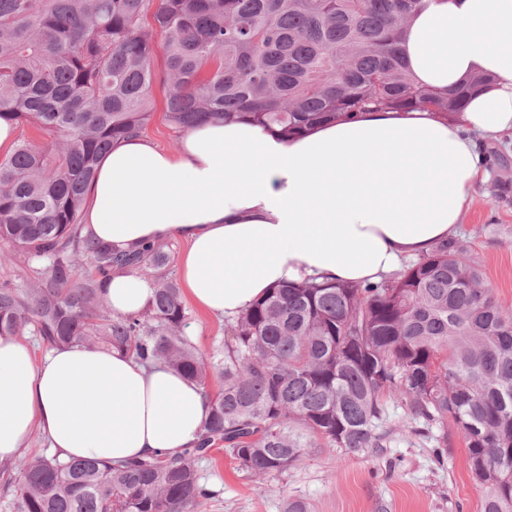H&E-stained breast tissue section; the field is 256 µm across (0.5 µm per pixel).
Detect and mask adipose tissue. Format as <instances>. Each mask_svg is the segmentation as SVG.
Wrapping results in <instances>:
<instances>
[{"label": "adipose tissue", "instance_id": "ef3b65f1", "mask_svg": "<svg viewBox=\"0 0 512 512\" xmlns=\"http://www.w3.org/2000/svg\"><path fill=\"white\" fill-rule=\"evenodd\" d=\"M416 83L439 92L493 83L458 117L378 110L283 137L213 121L176 151L142 137L102 155L85 230L121 251L181 239L179 275L201 310L238 317L283 281L375 282L456 234L486 179V142L512 135V0H431L402 44ZM135 273L106 287L113 315L144 310ZM210 412L197 383L120 349L82 345L35 358L0 336V462L41 433L60 459L115 465L194 447Z\"/></svg>", "mask_w": 512, "mask_h": 512}]
</instances>
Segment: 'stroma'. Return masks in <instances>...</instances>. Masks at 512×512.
I'll use <instances>...</instances> for the list:
<instances>
[{
	"label": "stroma",
	"mask_w": 512,
	"mask_h": 512,
	"mask_svg": "<svg viewBox=\"0 0 512 512\" xmlns=\"http://www.w3.org/2000/svg\"><path fill=\"white\" fill-rule=\"evenodd\" d=\"M164 108L165 88L158 83L145 135L173 151L182 133L166 121ZM485 149L501 159L488 166L487 181L476 187L456 239L479 265L487 287L512 309V149L497 141ZM224 324L194 307L183 332L208 356L223 346ZM403 419V408L389 403L388 447L353 454L319 442L281 475L252 476L224 451H212L198 472L215 496L198 512H286L292 498L308 502L312 512H481L483 494L471 477L461 437L453 436L446 461L439 464L434 441L411 435Z\"/></svg>",
	"instance_id": "35a3bbf8"
}]
</instances>
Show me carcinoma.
Masks as SVG:
<instances>
[{
    "mask_svg": "<svg viewBox=\"0 0 512 512\" xmlns=\"http://www.w3.org/2000/svg\"><path fill=\"white\" fill-rule=\"evenodd\" d=\"M429 0H0V121L32 127L0 158V243L48 274L0 280V335L48 347H116L206 387L222 382L200 443L120 468L35 456L0 463L18 512H196L211 491L197 463L212 447L239 469L281 474L310 439L361 453L403 426L439 448L459 434L483 512H512V310L454 240L378 283L288 282L225 329L206 359L183 333L189 310L160 243L136 252L83 234L86 190L112 144L143 133L156 82L183 131L248 119L284 137L372 109L448 115L489 79L443 95L401 56L406 23ZM152 18L164 35L156 72ZM153 281L142 313L114 317V274Z\"/></svg>",
    "mask_w": 512,
    "mask_h": 512,
    "instance_id": "carcinoma-1",
    "label": "carcinoma"
}]
</instances>
